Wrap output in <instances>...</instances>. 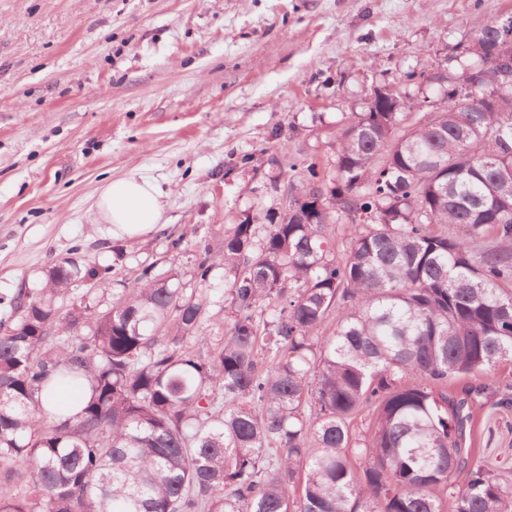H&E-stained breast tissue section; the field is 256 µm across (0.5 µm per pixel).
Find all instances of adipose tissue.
Masks as SVG:
<instances>
[{"instance_id": "obj_1", "label": "adipose tissue", "mask_w": 512, "mask_h": 512, "mask_svg": "<svg viewBox=\"0 0 512 512\" xmlns=\"http://www.w3.org/2000/svg\"><path fill=\"white\" fill-rule=\"evenodd\" d=\"M97 208L102 221L130 238L152 230L164 217L156 185L143 176L109 181L99 193Z\"/></svg>"}]
</instances>
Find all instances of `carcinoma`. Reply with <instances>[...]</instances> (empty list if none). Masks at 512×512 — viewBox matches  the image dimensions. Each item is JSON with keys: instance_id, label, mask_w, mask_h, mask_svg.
<instances>
[{"instance_id": "carcinoma-1", "label": "carcinoma", "mask_w": 512, "mask_h": 512, "mask_svg": "<svg viewBox=\"0 0 512 512\" xmlns=\"http://www.w3.org/2000/svg\"><path fill=\"white\" fill-rule=\"evenodd\" d=\"M499 26L473 33L435 111L390 86L369 98L339 132L314 221L290 204L263 236L237 224L199 259L202 282L224 266L215 349L201 352L207 295L184 294L172 269L101 312L56 297L110 266L66 260L20 289L0 332V512H512V477L465 447L487 379L512 361V90L493 67L512 27ZM344 217L364 230L339 253ZM80 323L91 335L54 341ZM81 382L76 413L48 399Z\"/></svg>"}]
</instances>
